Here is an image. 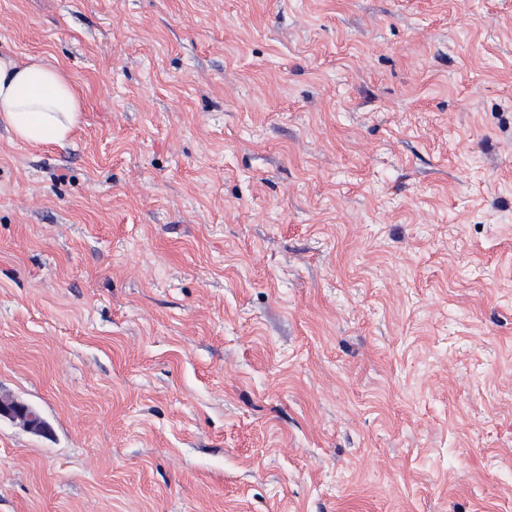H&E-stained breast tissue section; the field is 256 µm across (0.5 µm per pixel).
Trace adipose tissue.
<instances>
[{"label":"adipose tissue","mask_w":512,"mask_h":512,"mask_svg":"<svg viewBox=\"0 0 512 512\" xmlns=\"http://www.w3.org/2000/svg\"><path fill=\"white\" fill-rule=\"evenodd\" d=\"M81 101L60 68L0 55V122L31 145L62 144L80 122Z\"/></svg>","instance_id":"1"}]
</instances>
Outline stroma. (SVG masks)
Instances as JSON below:
<instances>
[{"mask_svg": "<svg viewBox=\"0 0 512 512\" xmlns=\"http://www.w3.org/2000/svg\"><path fill=\"white\" fill-rule=\"evenodd\" d=\"M0 512H512V0H0ZM81 101L60 68L34 56L0 55V122L31 145L63 144L80 122ZM7 418L11 421H18L29 431L42 433L46 430L44 420L33 410L32 407L21 401L10 400L0 401V419Z\"/></svg>", "mask_w": 512, "mask_h": 512, "instance_id": "stroma-1", "label": "stroma"}]
</instances>
